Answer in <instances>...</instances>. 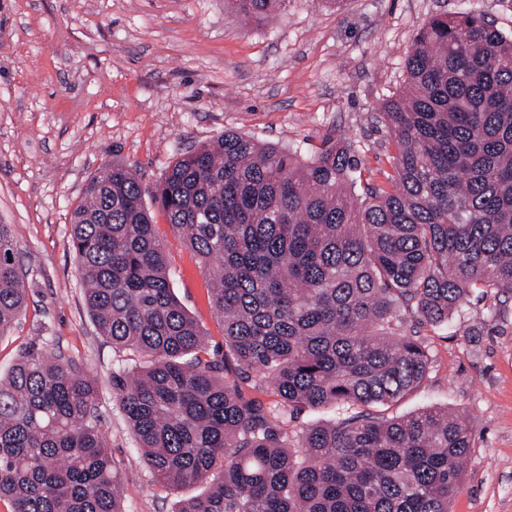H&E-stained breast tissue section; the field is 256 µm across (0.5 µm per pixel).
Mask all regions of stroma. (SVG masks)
Segmentation results:
<instances>
[{
	"instance_id": "35a3bbf8",
	"label": "stroma",
	"mask_w": 512,
	"mask_h": 512,
	"mask_svg": "<svg viewBox=\"0 0 512 512\" xmlns=\"http://www.w3.org/2000/svg\"><path fill=\"white\" fill-rule=\"evenodd\" d=\"M465 8L512 34V0H288L273 25H243L228 0H0V224L13 231L27 309L0 337V371L38 337L99 383L101 429L120 467L124 512H172L193 488L153 484L109 381L70 243L87 179L118 161L153 185L178 154L226 130L308 158L348 139L383 182L395 153L380 112L406 87L405 60L427 20ZM170 286L225 353L209 281L155 212ZM402 331L427 345V382L382 407L465 412L474 445L450 512H512V295L471 294L445 325Z\"/></svg>"
}]
</instances>
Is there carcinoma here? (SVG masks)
Segmentation results:
<instances>
[{"label": "carcinoma", "instance_id": "cac0c4a2", "mask_svg": "<svg viewBox=\"0 0 512 512\" xmlns=\"http://www.w3.org/2000/svg\"><path fill=\"white\" fill-rule=\"evenodd\" d=\"M262 22L288 0H232ZM384 104L393 173L376 185L349 143L305 161L226 131L178 157L150 191L122 164L93 176L71 246L110 381L142 461L173 512H448L474 442L438 406L370 411L422 386L429 353L401 311L441 326L474 292L512 294V36L484 15L440 14ZM363 185L354 199L348 190ZM210 279L224 345L280 405L356 409L307 429L224 380L172 292L144 197ZM11 226L0 224V335L27 307ZM11 512H124L101 430L99 384L43 336L0 373V500Z\"/></svg>", "mask_w": 512, "mask_h": 512}]
</instances>
